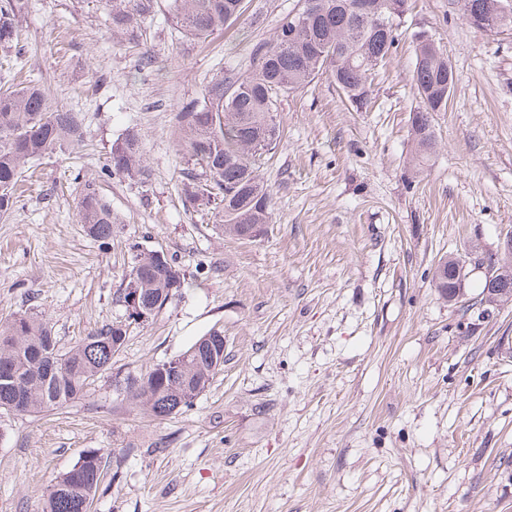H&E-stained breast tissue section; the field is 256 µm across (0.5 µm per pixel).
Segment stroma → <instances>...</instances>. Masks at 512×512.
<instances>
[{
  "label": "stroma",
  "instance_id": "stroma-1",
  "mask_svg": "<svg viewBox=\"0 0 512 512\" xmlns=\"http://www.w3.org/2000/svg\"><path fill=\"white\" fill-rule=\"evenodd\" d=\"M297 0H249L232 25L181 39L158 0L138 38L113 33L105 0H29L0 87L43 85L83 119L82 141L31 164L0 218V319L34 312L60 350L125 318L135 248L186 274L151 321L129 323L109 372L38 415L0 411V512H41L86 451L106 477L92 512H512V302L466 305L432 275L448 257H497L512 235V33L469 25L461 0H408L367 108L322 77L282 98L279 146L259 175L271 197L258 239L219 233L186 206L174 116L241 68ZM447 54L454 92L432 115L437 151L412 161L418 33ZM139 133L148 186L104 172ZM94 180L117 219L86 235ZM224 365L191 407L162 420L112 389L211 330ZM79 221L91 238L106 242L112 240L114 219L112 208L93 187V182L85 183L78 202Z\"/></svg>",
  "mask_w": 512,
  "mask_h": 512
}]
</instances>
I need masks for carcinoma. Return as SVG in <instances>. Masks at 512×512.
I'll return each mask as SVG.
<instances>
[{
	"label": "carcinoma",
	"instance_id": "obj_1",
	"mask_svg": "<svg viewBox=\"0 0 512 512\" xmlns=\"http://www.w3.org/2000/svg\"><path fill=\"white\" fill-rule=\"evenodd\" d=\"M112 29L134 34L155 11L156 0H108ZM354 0H303L273 36L252 44L244 70L213 79L187 102L175 120L189 169L183 182L185 202L213 207L216 228L252 238L256 224L269 222L271 198L261 183L262 158L280 143L277 103L280 96L327 75L344 98L355 103L371 84V67L383 63L397 40L396 4L380 0L373 16L357 15ZM28 0L0 4V47L17 44ZM247 10V0H168L175 26L191 40L204 41ZM414 90L424 107L420 124L411 126L417 153L427 159L437 146L430 112L448 105V58L428 37L417 40ZM81 139V119L54 105L38 83L0 92V216L15 212L18 189L28 164ZM107 169L142 186L151 170L142 156L139 134L127 131L112 143ZM79 221L91 238L112 239V208L88 182L80 193ZM159 250L134 251L127 285L140 288L141 304L161 308L168 294H178L185 273ZM127 331L106 325L66 352L58 348L52 327L36 314L0 322V410L38 414L83 397L97 375L112 367ZM197 351L184 362L180 380L151 368L144 379L149 391L131 394L136 406L155 418L172 414L185 390L209 375L210 343L197 340ZM51 485L43 512H84L101 481L102 455L93 450Z\"/></svg>",
	"mask_w": 512,
	"mask_h": 512
}]
</instances>
